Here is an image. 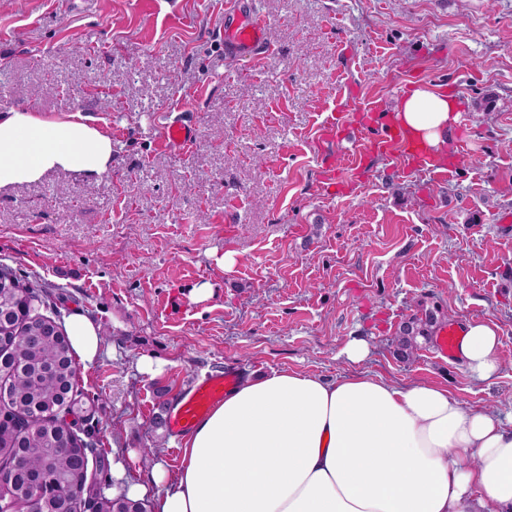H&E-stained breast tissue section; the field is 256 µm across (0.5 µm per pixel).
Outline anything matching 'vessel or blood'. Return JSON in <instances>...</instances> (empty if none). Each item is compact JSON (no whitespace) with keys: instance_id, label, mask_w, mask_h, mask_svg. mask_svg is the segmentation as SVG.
I'll use <instances>...</instances> for the list:
<instances>
[{"instance_id":"obj_1","label":"vessel or blood","mask_w":512,"mask_h":512,"mask_svg":"<svg viewBox=\"0 0 512 512\" xmlns=\"http://www.w3.org/2000/svg\"><path fill=\"white\" fill-rule=\"evenodd\" d=\"M226 55L245 58H264L274 50L268 35L266 19L254 7L252 0H226L224 27L221 31ZM373 125L382 127V137L372 139V146L381 153L399 148L411 167L433 171L436 178L448 176L449 166L434 152L420 143L379 107L371 109ZM196 121L177 116L163 126L162 143L173 151L185 150L196 138ZM462 338V330L455 323L442 325L437 333L436 351L444 358L454 359ZM241 379L240 371L227 368L194 381L170 405L168 427L174 437L187 435L211 409L223 402L229 389Z\"/></svg>"}]
</instances>
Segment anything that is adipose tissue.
Listing matches in <instances>:
<instances>
[{
  "label": "adipose tissue",
  "mask_w": 512,
  "mask_h": 512,
  "mask_svg": "<svg viewBox=\"0 0 512 512\" xmlns=\"http://www.w3.org/2000/svg\"><path fill=\"white\" fill-rule=\"evenodd\" d=\"M393 110L427 148L442 151L459 122L455 96L417 85ZM109 132L75 112L50 120L27 106L0 111V189L112 167ZM82 367L105 352L100 325L67 320ZM493 325L469 321L458 358L484 382L499 369ZM182 465L130 478L112 455V494L150 499L152 512H512V409L471 410L447 387L381 375L333 381L274 371L230 389L183 442Z\"/></svg>",
  "instance_id": "1"
}]
</instances>
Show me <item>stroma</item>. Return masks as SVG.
<instances>
[{"instance_id": "35a3bbf8", "label": "stroma", "mask_w": 512, "mask_h": 512, "mask_svg": "<svg viewBox=\"0 0 512 512\" xmlns=\"http://www.w3.org/2000/svg\"><path fill=\"white\" fill-rule=\"evenodd\" d=\"M254 2L270 58L225 55L224 0H0V90L51 118L84 111L114 145L99 180L0 190V267L46 291L42 314L100 324L81 432L106 458L120 443L141 479L146 448L180 467L181 440L154 426L172 394L228 366L380 374L512 407V0ZM416 85L462 105L444 181L368 146L367 109ZM175 111L199 125L183 152L160 141ZM207 281L213 298L191 302ZM429 310L496 325L493 379L432 339L396 356L401 323ZM354 336L370 347L357 364L340 354ZM145 357L159 374L137 371Z\"/></svg>"}]
</instances>
